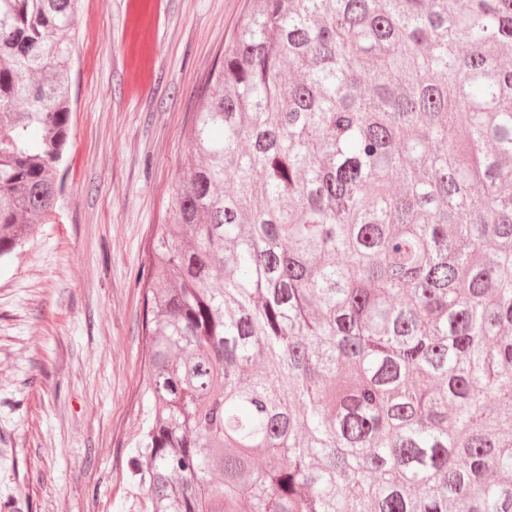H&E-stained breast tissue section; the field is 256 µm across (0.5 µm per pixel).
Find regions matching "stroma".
I'll return each mask as SVG.
<instances>
[{"label": "stroma", "mask_w": 512, "mask_h": 512, "mask_svg": "<svg viewBox=\"0 0 512 512\" xmlns=\"http://www.w3.org/2000/svg\"><path fill=\"white\" fill-rule=\"evenodd\" d=\"M250 0H81L53 223L0 264V512H137L141 326L185 130Z\"/></svg>", "instance_id": "35a3bbf8"}]
</instances>
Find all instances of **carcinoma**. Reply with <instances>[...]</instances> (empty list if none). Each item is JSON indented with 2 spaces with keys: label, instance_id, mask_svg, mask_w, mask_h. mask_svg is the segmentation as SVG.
<instances>
[{
  "label": "carcinoma",
  "instance_id": "cac0c4a2",
  "mask_svg": "<svg viewBox=\"0 0 512 512\" xmlns=\"http://www.w3.org/2000/svg\"><path fill=\"white\" fill-rule=\"evenodd\" d=\"M80 0H0V260L53 220ZM146 276L138 512H512V0H254Z\"/></svg>",
  "mask_w": 512,
  "mask_h": 512
}]
</instances>
